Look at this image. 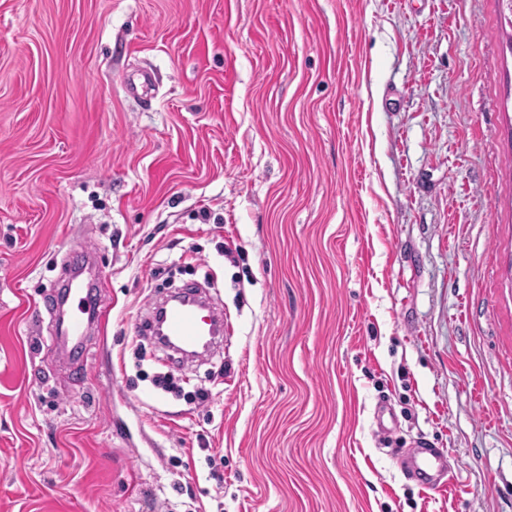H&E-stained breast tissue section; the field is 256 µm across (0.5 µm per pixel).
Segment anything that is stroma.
<instances>
[{
  "label": "stroma",
  "mask_w": 512,
  "mask_h": 512,
  "mask_svg": "<svg viewBox=\"0 0 512 512\" xmlns=\"http://www.w3.org/2000/svg\"><path fill=\"white\" fill-rule=\"evenodd\" d=\"M190 286L228 330L192 359L142 326ZM0 512H512L498 0H0ZM78 275H69L63 283V294H65V303L70 300L71 310L68 315L60 310L58 301L49 299L43 304L44 309L53 317L56 325L54 340L63 348L78 349L81 347L82 336L87 330L90 322V316L98 322L102 316L100 306L96 309L87 304L88 291H85L83 283L78 279ZM87 314V322L84 315ZM387 449L386 453L396 462L406 478L428 490H437L449 484L448 453L444 448H434L425 439L418 438L406 448Z\"/></svg>",
  "instance_id": "stroma-1"
}]
</instances>
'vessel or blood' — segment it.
Masks as SVG:
<instances>
[{"label":"vessel or blood","mask_w":512,"mask_h":512,"mask_svg":"<svg viewBox=\"0 0 512 512\" xmlns=\"http://www.w3.org/2000/svg\"><path fill=\"white\" fill-rule=\"evenodd\" d=\"M63 292L71 302L70 312H61L58 301L53 299L45 302L44 308L55 321V341L63 348L73 350L81 346L88 318H100L101 311L88 306V293L77 275L72 274L65 279ZM182 296V301L165 298L155 305L163 323L160 347L191 349L206 339L223 335V315L210 310L195 292L186 290ZM388 454L405 477L417 482L421 488L437 490L450 481L446 449L432 447L425 439L419 438L408 446L389 449Z\"/></svg>","instance_id":"b4317fda"}]
</instances>
